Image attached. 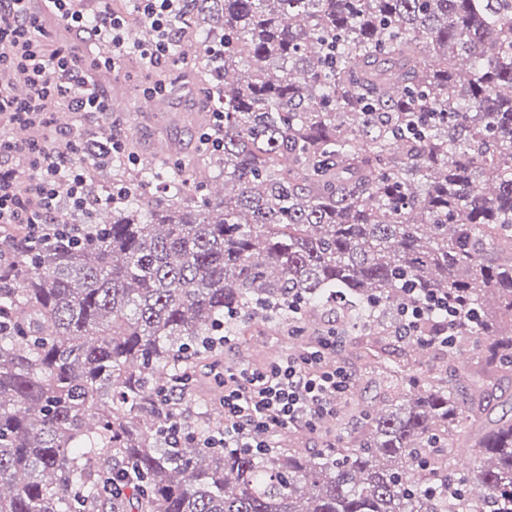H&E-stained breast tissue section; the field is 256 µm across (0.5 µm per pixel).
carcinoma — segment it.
<instances>
[{
	"mask_svg": "<svg viewBox=\"0 0 512 512\" xmlns=\"http://www.w3.org/2000/svg\"><path fill=\"white\" fill-rule=\"evenodd\" d=\"M224 194L159 159L112 179V222L0 251V512H512V0H185ZM414 121L415 137L400 134ZM459 312L403 387L409 289ZM336 318L380 400L324 448H212L224 416L159 393L223 335ZM180 424L178 439L169 435ZM461 448L479 462L460 472Z\"/></svg>",
	"mask_w": 512,
	"mask_h": 512,
	"instance_id": "obj_1",
	"label": "carcinoma"
}]
</instances>
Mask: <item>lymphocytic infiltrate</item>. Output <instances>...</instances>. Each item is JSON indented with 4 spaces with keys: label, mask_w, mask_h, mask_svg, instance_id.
<instances>
[{
    "label": "lymphocytic infiltrate",
    "mask_w": 512,
    "mask_h": 512,
    "mask_svg": "<svg viewBox=\"0 0 512 512\" xmlns=\"http://www.w3.org/2000/svg\"><path fill=\"white\" fill-rule=\"evenodd\" d=\"M0 0V227L22 224L29 247L47 238L81 232V225L63 224V209L87 211L91 205L85 159L123 154L116 137L93 141L77 131L63 136L55 149L32 139L15 141L9 128L40 129L53 123L50 105L67 101L75 112H108L112 106L94 79L96 72L112 71L132 54L145 68L162 72L181 63L176 47L184 0H128V14L138 16L155 33L153 41L127 46L123 38L126 16L113 12L109 0ZM69 30L86 33L98 51L89 59L72 55L66 45L48 49L46 18ZM453 317L447 298L434 296L425 303H406L398 309L401 338L420 337L430 313ZM335 332L300 351H292L261 368H225L216 380L224 389V429L211 435L213 447L266 448L274 432L317 431L332 417L337 404L353 384L351 372L327 363L339 349Z\"/></svg>",
    "instance_id": "1"
}]
</instances>
